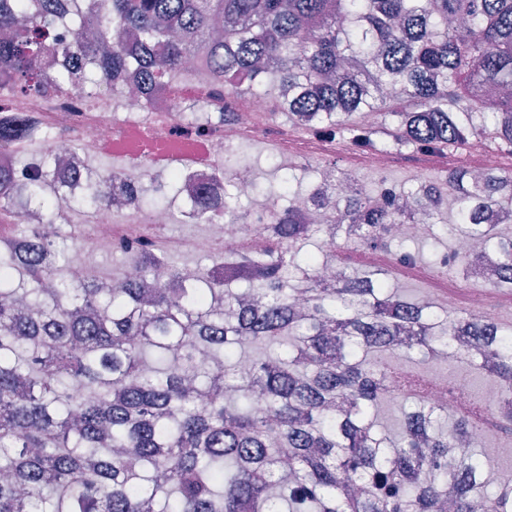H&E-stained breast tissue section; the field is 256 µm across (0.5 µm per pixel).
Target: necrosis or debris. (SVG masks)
Masks as SVG:
<instances>
[{
  "label": "necrosis or debris",
  "mask_w": 512,
  "mask_h": 512,
  "mask_svg": "<svg viewBox=\"0 0 512 512\" xmlns=\"http://www.w3.org/2000/svg\"><path fill=\"white\" fill-rule=\"evenodd\" d=\"M213 85L205 76L175 83L166 94L147 103L132 95L104 96L88 101L81 94L68 91L50 94L16 95L9 101L12 111L36 119L40 127L52 132L47 144L50 152L64 151L70 139H79L83 158L104 146L128 144L126 158L133 170L155 167L156 148L178 141H202L204 152L181 156V168L187 176L185 199L216 191L214 162L238 141H265L272 134L267 116L282 111L286 98L275 94L269 97L241 96L233 103L231 118H224V102L212 93ZM177 100H198L204 103L210 116L205 120L192 117H175L167 105ZM164 212H141L121 219L111 210H101L93 219V227L70 263L73 278H82L88 272L85 259L106 242L125 243L145 238L150 226L169 223ZM268 212L260 208L249 216L245 227L225 223L223 216H216L209 226L208 237L196 243L198 254L217 250L224 254L236 252L241 242L254 248L265 243L264 230ZM430 399L449 411H464L470 407L471 379L464 373L453 379L438 377L427 381Z\"/></svg>",
  "instance_id": "necrosis-or-debris-1"
}]
</instances>
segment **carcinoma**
<instances>
[{
    "label": "carcinoma",
    "instance_id": "cac0c4a2",
    "mask_svg": "<svg viewBox=\"0 0 512 512\" xmlns=\"http://www.w3.org/2000/svg\"><path fill=\"white\" fill-rule=\"evenodd\" d=\"M0 32V83L17 94H118L134 71L149 100L204 58L224 101L281 92L294 127L361 151L444 153L485 135L512 155V0H0ZM367 112L388 121L384 138ZM44 138L0 104V146L27 143L0 167V208L20 222L32 204L43 226L0 240V512H512V487L490 500L477 478L485 417L450 418L411 385L399 431L377 430L395 382L422 378L392 359L450 346L500 385L474 404L511 423L512 328L407 298L341 255L393 243L415 259L422 238L390 225L423 213L426 237L450 246L437 273L467 282L491 253L496 275L480 283L512 289V237L498 230L512 168L370 193L326 164L303 192L281 181L261 251L205 256L188 282L152 241L127 242L120 273L74 281L84 232L62 230L70 213L134 212L150 191L152 210H169L185 175L145 172L133 188L86 163L67 207L56 189L75 170L48 152L27 160ZM237 199L180 215L236 224Z\"/></svg>",
    "mask_w": 512,
    "mask_h": 512
}]
</instances>
